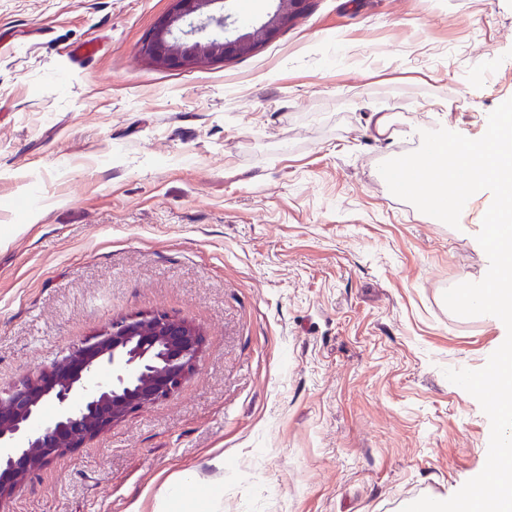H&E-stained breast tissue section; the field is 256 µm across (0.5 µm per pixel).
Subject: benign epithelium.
Here are the masks:
<instances>
[{
    "instance_id": "obj_1",
    "label": "benign epithelium",
    "mask_w": 512,
    "mask_h": 512,
    "mask_svg": "<svg viewBox=\"0 0 512 512\" xmlns=\"http://www.w3.org/2000/svg\"><path fill=\"white\" fill-rule=\"evenodd\" d=\"M171 2L143 53L159 66L191 69L252 53L302 17L309 0H275L264 22L241 27L228 13H209L223 0ZM203 343L200 328L184 319L138 313L0 390V512H10L6 505L22 481L177 392Z\"/></svg>"
}]
</instances>
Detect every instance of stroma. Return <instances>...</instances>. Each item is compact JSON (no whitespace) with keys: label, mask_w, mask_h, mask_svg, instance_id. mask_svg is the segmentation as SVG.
<instances>
[{"label":"stroma","mask_w":512,"mask_h":512,"mask_svg":"<svg viewBox=\"0 0 512 512\" xmlns=\"http://www.w3.org/2000/svg\"><path fill=\"white\" fill-rule=\"evenodd\" d=\"M170 0H0V388L112 321L198 325L166 400L58 457L13 512H402L451 497L490 421L445 369L506 336L444 292L484 278L490 191L458 227L378 167L477 139L512 98V0H309L255 52L143 56ZM99 52L74 64L88 39ZM394 115L375 140L374 112Z\"/></svg>","instance_id":"obj_1"}]
</instances>
